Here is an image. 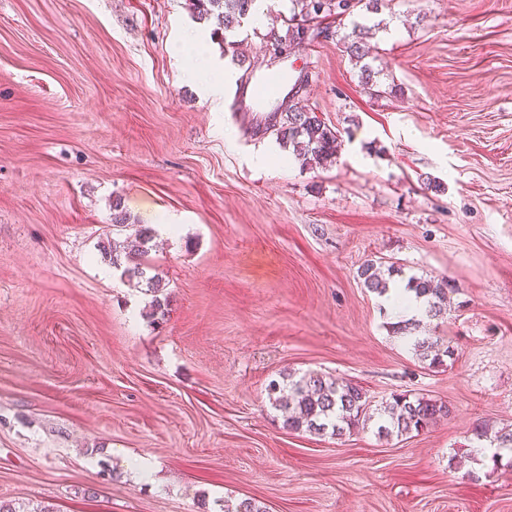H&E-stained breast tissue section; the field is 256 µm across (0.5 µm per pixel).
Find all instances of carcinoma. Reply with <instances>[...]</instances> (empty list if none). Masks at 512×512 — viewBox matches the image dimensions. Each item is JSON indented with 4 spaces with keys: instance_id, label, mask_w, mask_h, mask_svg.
Wrapping results in <instances>:
<instances>
[{
    "instance_id": "1",
    "label": "carcinoma",
    "mask_w": 512,
    "mask_h": 512,
    "mask_svg": "<svg viewBox=\"0 0 512 512\" xmlns=\"http://www.w3.org/2000/svg\"><path fill=\"white\" fill-rule=\"evenodd\" d=\"M199 17L214 20L217 29L224 31L226 48H234L230 36L241 27V23L253 14L256 0H196ZM365 4L366 10L378 11L380 0H292L290 16L284 19L285 33L271 27L263 38V51L274 56L289 50L294 43L305 40L306 31L323 18L341 20L354 14V10ZM365 26L353 22L351 33L344 37L345 49L350 58L361 64L365 85H374L375 72L365 62ZM308 82V76H299L288 99L282 100L274 111L268 113L264 122H246L245 131L253 137L267 133L292 147L294 155L303 161L319 162L337 153L340 143L337 135L304 103L299 91ZM112 227L116 231L134 230L132 237L123 241H112L103 246V255L114 268L122 269L128 279L144 280L148 291L153 293L150 315L162 320L166 314L168 297L155 277L147 276L150 269L146 258L152 249L154 230L142 224L130 223V215L121 206V201H112ZM363 286L379 295L389 290L388 282L378 271L374 260H366L359 268ZM406 289L415 292L423 300L427 320H444L448 316V294L456 291V285L448 279L409 277ZM420 323L404 322L393 326V332L405 336L415 355L430 368L447 365L455 360L457 349L440 336L418 333ZM268 397L272 407L281 412L283 428L293 432L330 434L344 436L377 426V435L382 438L402 437L420 433L451 414L447 402L412 395L407 392L394 393L388 400L375 407L366 392L358 385L332 379L318 372L300 376L289 374L268 386ZM477 442L488 441L500 450L512 451V428L495 429L486 422L473 428ZM227 512H266L261 502L244 498L233 505H226Z\"/></svg>"
}]
</instances>
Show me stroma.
I'll return each instance as SVG.
<instances>
[{"instance_id": "stroma-1", "label": "stroma", "mask_w": 512, "mask_h": 512, "mask_svg": "<svg viewBox=\"0 0 512 512\" xmlns=\"http://www.w3.org/2000/svg\"><path fill=\"white\" fill-rule=\"evenodd\" d=\"M291 8L265 0L238 30L254 71L276 70L263 37ZM358 19L383 95L339 41L349 24L288 55L341 142L315 166L244 132L228 97L243 70L189 0H0V500L512 512V457L478 456L472 435L512 424V0H383ZM116 199L157 230L161 324L101 255ZM368 259L393 288L456 284L447 319L421 326L454 362L427 368L394 337ZM289 372L452 414L388 440L294 433L267 397ZM359 277L362 279L364 288L379 295H384L388 292V282L383 278V275L378 271L375 260L368 259L359 268Z\"/></svg>"}]
</instances>
